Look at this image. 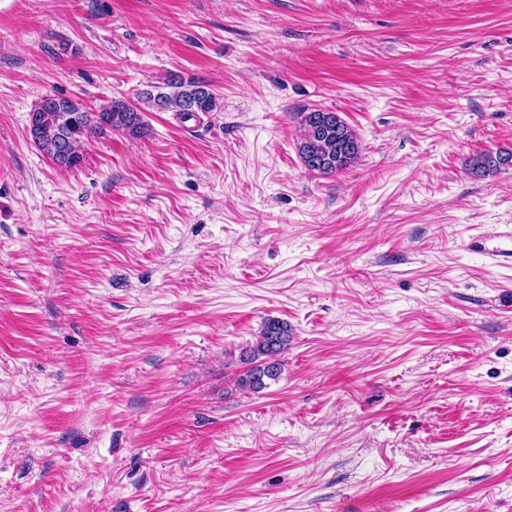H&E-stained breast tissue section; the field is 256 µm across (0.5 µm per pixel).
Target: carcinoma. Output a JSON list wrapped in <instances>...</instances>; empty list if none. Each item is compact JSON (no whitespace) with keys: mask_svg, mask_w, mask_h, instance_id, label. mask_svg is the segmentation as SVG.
<instances>
[{"mask_svg":"<svg viewBox=\"0 0 512 512\" xmlns=\"http://www.w3.org/2000/svg\"><path fill=\"white\" fill-rule=\"evenodd\" d=\"M220 108L215 93L202 81L169 79L138 93L137 102L113 100L108 106L93 111L69 98L46 96L30 112L32 142L59 168L71 170L84 161L82 144L106 132H119L133 139L148 135V112H175L191 119L199 112H216ZM301 129L298 155L311 173L336 174L352 166L361 153L356 132L335 112L312 110L297 113ZM512 167V150L483 151L468 162L471 174L493 177ZM293 341L288 323L269 317L259 335L242 356L249 368L239 375L234 385L243 392L258 393L267 381L282 372L283 355Z\"/></svg>","mask_w":512,"mask_h":512,"instance_id":"carcinoma-1","label":"carcinoma"}]
</instances>
